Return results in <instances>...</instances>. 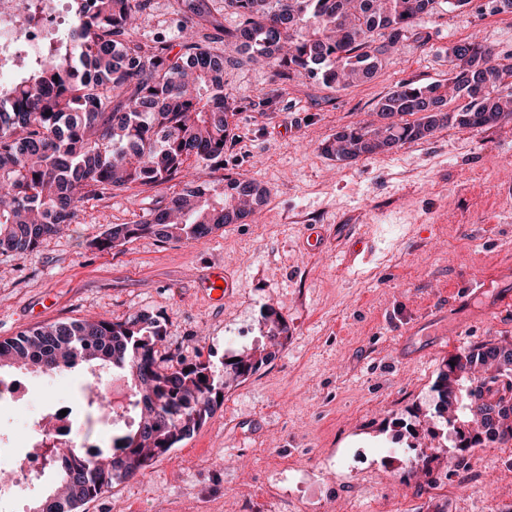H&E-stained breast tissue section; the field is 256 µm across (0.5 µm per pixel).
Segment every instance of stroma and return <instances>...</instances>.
Instances as JSON below:
<instances>
[{
  "instance_id": "obj_1",
  "label": "stroma",
  "mask_w": 512,
  "mask_h": 512,
  "mask_svg": "<svg viewBox=\"0 0 512 512\" xmlns=\"http://www.w3.org/2000/svg\"><path fill=\"white\" fill-rule=\"evenodd\" d=\"M176 0H151L136 39L181 50ZM428 45L402 41L375 77L347 88L299 78L280 83L249 61L224 71L235 137L225 172L261 181L266 205L200 241L144 235L99 250L115 224L148 216L178 193L171 181L86 199L77 223L33 251L0 253V340L62 321L162 317L160 356L207 362L223 375L231 357L267 344L274 309L288 337L268 364L224 391V401L177 448L136 478L105 488L82 512H512V447L457 460L441 448L433 382L451 355L512 342V122L481 131L450 127L427 141L345 165L323 144L374 119L402 81L443 80L445 47L462 41L512 56V13L470 0L421 23ZM317 232L322 247L303 245ZM233 270L223 301L200 286L211 266ZM492 291L481 292L486 282ZM455 318L397 352L401 331L437 303ZM91 369L27 375L29 394L0 410V434L19 437L52 398L47 382L80 394ZM426 449L430 471L409 457ZM309 470L283 486L282 470Z\"/></svg>"
}]
</instances>
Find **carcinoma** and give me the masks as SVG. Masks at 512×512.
<instances>
[{
    "label": "carcinoma",
    "mask_w": 512,
    "mask_h": 512,
    "mask_svg": "<svg viewBox=\"0 0 512 512\" xmlns=\"http://www.w3.org/2000/svg\"><path fill=\"white\" fill-rule=\"evenodd\" d=\"M60 45L17 64L0 83V251L24 254L78 219L88 196L180 179L182 189L137 224H114L97 245L118 247L141 235L199 241L254 214L267 192L255 178L201 173L224 164L231 140L224 100V50L196 40L195 26L214 21V0H180L181 53L132 35L149 0H92ZM470 0H224L240 18L224 39L286 82L307 77L344 88L370 80L400 40L420 39L421 20L442 4ZM383 41L375 43L374 36ZM448 78L398 83L376 106L377 120L337 132L323 152L345 165L425 140L450 126L482 129L512 121V57L474 41L445 49ZM456 106L448 111L446 107ZM194 160L196 166L186 162ZM270 347L238 355L224 367L246 378L275 358L288 324L264 315ZM165 331L159 317L123 322H59L0 340V369L46 373L90 364L127 378L133 423L112 433V449L84 459L71 448L57 488L30 512H80L101 491L126 481L168 453L211 416L226 381L210 364L158 360ZM474 345L451 357L434 384L442 437L463 460L484 441L512 444V348ZM503 406L497 421L488 410Z\"/></svg>",
    "instance_id": "obj_1"
}]
</instances>
